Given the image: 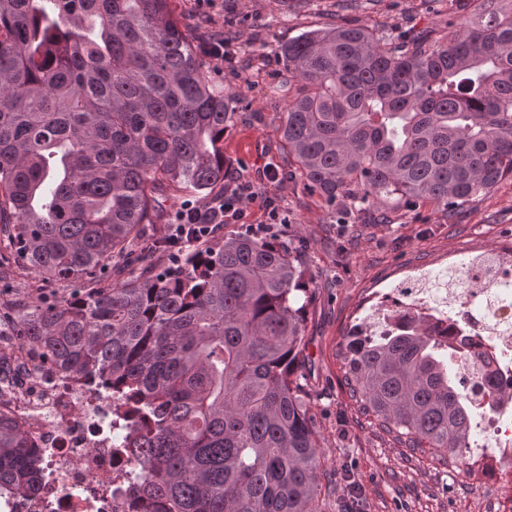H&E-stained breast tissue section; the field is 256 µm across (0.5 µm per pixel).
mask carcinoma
I'll return each instance as SVG.
<instances>
[{
    "mask_svg": "<svg viewBox=\"0 0 512 512\" xmlns=\"http://www.w3.org/2000/svg\"><path fill=\"white\" fill-rule=\"evenodd\" d=\"M172 0H0V241L84 292L17 311L20 339L121 405L148 479L144 512H318L322 448L297 374L310 291L295 256L254 234L176 268L125 270L145 230L167 248L164 204L224 184L234 99L194 54ZM291 82L281 132L329 205L391 197L452 209L512 178V0H478L445 38L388 42L329 26L281 47ZM345 384L411 451L463 461L479 395L450 325L401 316L352 334ZM37 449L0 418V487L33 493Z\"/></svg>",
    "mask_w": 512,
    "mask_h": 512,
    "instance_id": "cac0c4a2",
    "label": "carcinoma"
}]
</instances>
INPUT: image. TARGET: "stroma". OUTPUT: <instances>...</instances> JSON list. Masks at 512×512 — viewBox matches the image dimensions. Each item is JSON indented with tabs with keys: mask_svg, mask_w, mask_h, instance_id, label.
<instances>
[{
	"mask_svg": "<svg viewBox=\"0 0 512 512\" xmlns=\"http://www.w3.org/2000/svg\"><path fill=\"white\" fill-rule=\"evenodd\" d=\"M199 58L216 85L234 93L237 116L224 137V159L234 184L274 200L279 223L249 204L241 224L225 236L254 232L296 256L312 280L305 307L306 405L322 445L319 512H336L338 498L356 489L365 512H512V487L487 473L496 441L484 416L474 415L462 467L441 466L432 451L401 447L374 418L359 412L344 384L340 355L354 327L375 313L381 295L424 270L441 269L461 256L512 247V178L454 214L430 205L391 201L389 224L347 203L328 205L295 176L281 137L287 101L278 91L285 75L280 47L303 32L350 22L378 36L409 28L453 27L472 20L464 0H173ZM231 33V57L217 61L205 48ZM278 178L268 181V167ZM75 283L44 280L22 269L0 280V314L18 305H48L73 293Z\"/></svg>",
	"mask_w": 512,
	"mask_h": 512,
	"instance_id": "stroma-1",
	"label": "stroma"
}]
</instances>
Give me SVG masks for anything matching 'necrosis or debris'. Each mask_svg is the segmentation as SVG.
Here are the masks:
<instances>
[{
	"mask_svg": "<svg viewBox=\"0 0 512 512\" xmlns=\"http://www.w3.org/2000/svg\"><path fill=\"white\" fill-rule=\"evenodd\" d=\"M383 326L402 311L448 318L469 383L512 376V248L421 273L392 289ZM112 397L19 342L0 321V416L40 451L41 485L21 497L0 489V512H132L125 487L137 467L112 422Z\"/></svg>",
	"mask_w": 512,
	"mask_h": 512,
	"instance_id": "1",
	"label": "necrosis or debris"
}]
</instances>
